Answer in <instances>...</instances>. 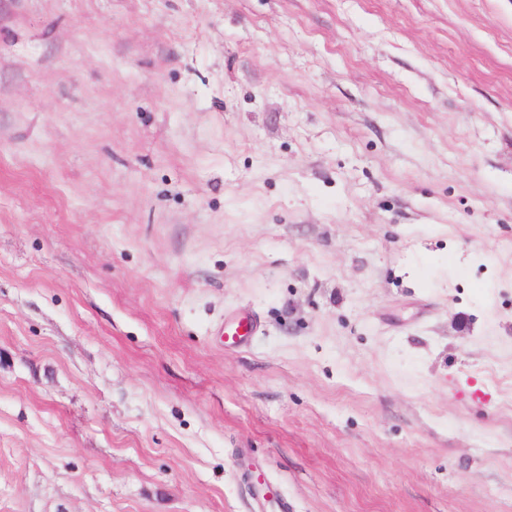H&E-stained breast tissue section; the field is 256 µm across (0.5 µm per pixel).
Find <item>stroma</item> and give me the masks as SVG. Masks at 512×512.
<instances>
[{
  "instance_id": "obj_1",
  "label": "stroma",
  "mask_w": 512,
  "mask_h": 512,
  "mask_svg": "<svg viewBox=\"0 0 512 512\" xmlns=\"http://www.w3.org/2000/svg\"><path fill=\"white\" fill-rule=\"evenodd\" d=\"M282 499L512 512V0H0V512ZM255 328L256 321L248 315H245L237 321V324L227 325L224 328V335L226 336L227 341L237 345H242L247 341L248 337L251 336ZM240 329L244 332L240 333Z\"/></svg>"
}]
</instances>
